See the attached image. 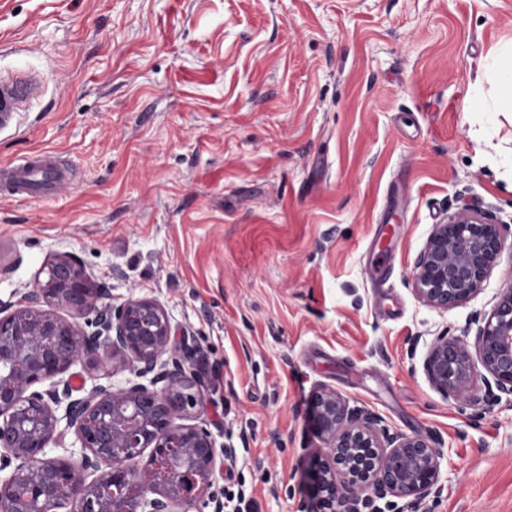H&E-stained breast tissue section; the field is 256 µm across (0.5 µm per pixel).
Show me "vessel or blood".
Wrapping results in <instances>:
<instances>
[{
    "label": "vessel or blood",
    "mask_w": 512,
    "mask_h": 512,
    "mask_svg": "<svg viewBox=\"0 0 512 512\" xmlns=\"http://www.w3.org/2000/svg\"><path fill=\"white\" fill-rule=\"evenodd\" d=\"M44 91L43 77L0 72V131L17 122L20 113ZM64 180V172L48 152L26 155L10 166H0V193L16 198H52Z\"/></svg>",
    "instance_id": "obj_1"
}]
</instances>
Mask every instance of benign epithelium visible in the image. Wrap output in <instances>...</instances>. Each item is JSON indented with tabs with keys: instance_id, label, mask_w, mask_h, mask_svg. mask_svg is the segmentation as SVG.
Instances as JSON below:
<instances>
[{
	"instance_id": "obj_1",
	"label": "benign epithelium",
	"mask_w": 512,
	"mask_h": 512,
	"mask_svg": "<svg viewBox=\"0 0 512 512\" xmlns=\"http://www.w3.org/2000/svg\"><path fill=\"white\" fill-rule=\"evenodd\" d=\"M502 248L501 225L463 209L435 225L411 275L418 296L448 310L474 299ZM16 300H0V512H189L214 505L216 447L201 418L205 395L194 350L149 297L119 305L82 261L61 252ZM119 360L134 378L75 388L64 375L78 363ZM497 394L512 397V287L478 325L474 345L436 337L425 368L460 403L477 367ZM322 442L311 472L315 505L304 512H413L438 497L442 453L420 434H400L375 414L320 385L310 399ZM74 453L47 455L64 447ZM404 501L398 505V501Z\"/></svg>"
}]
</instances>
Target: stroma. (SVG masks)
Returning <instances> with one entry per match:
<instances>
[{"instance_id":"obj_1","label":"stroma","mask_w":512,"mask_h":512,"mask_svg":"<svg viewBox=\"0 0 512 512\" xmlns=\"http://www.w3.org/2000/svg\"><path fill=\"white\" fill-rule=\"evenodd\" d=\"M511 45L512 0H0V70L46 79L0 165L48 151L70 172L55 198L0 197V299L68 251L113 303L161 302L233 451L224 512L309 502L320 384L441 450L445 490L416 512H512V403L488 405L482 371L459 405L424 367L512 286V121L482 76ZM462 209L503 247L478 296L440 310L411 273Z\"/></svg>"}]
</instances>
